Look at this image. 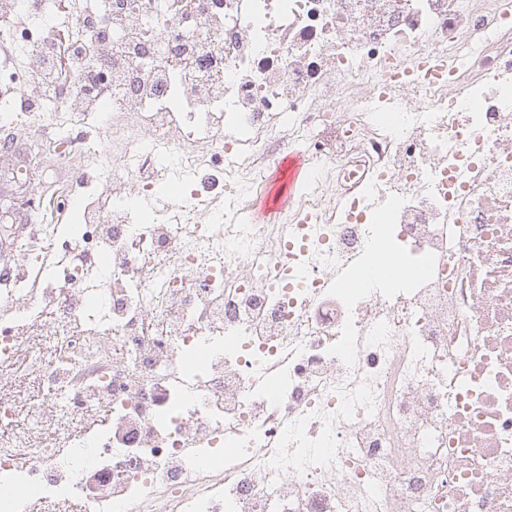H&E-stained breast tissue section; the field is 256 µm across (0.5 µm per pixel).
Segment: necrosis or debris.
I'll return each instance as SVG.
<instances>
[{"label": "necrosis or debris", "instance_id": "necrosis-or-debris-1", "mask_svg": "<svg viewBox=\"0 0 512 512\" xmlns=\"http://www.w3.org/2000/svg\"><path fill=\"white\" fill-rule=\"evenodd\" d=\"M73 17L104 79L50 95ZM4 71L0 153L48 115L113 151L71 261L0 263V377L45 396L0 397V512H512V0H0ZM295 140L298 278L296 224L150 203ZM70 136L76 140L85 142L87 147H95L100 151L109 150V146L101 138L97 124L88 120L86 124L75 125L70 130ZM16 390L21 391L26 401L29 402L37 403L44 399V394L36 379L28 373H18L0 382V394L8 396Z\"/></svg>", "mask_w": 512, "mask_h": 512}]
</instances>
